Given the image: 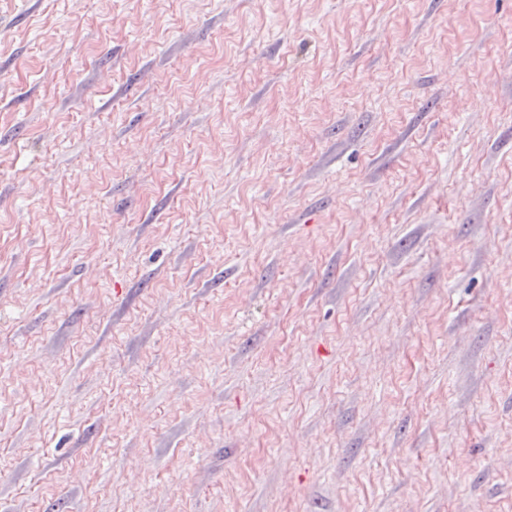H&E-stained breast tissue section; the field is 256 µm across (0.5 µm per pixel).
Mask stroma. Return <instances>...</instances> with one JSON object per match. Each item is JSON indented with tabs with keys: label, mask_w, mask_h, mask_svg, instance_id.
Masks as SVG:
<instances>
[{
	"label": "stroma",
	"mask_w": 512,
	"mask_h": 512,
	"mask_svg": "<svg viewBox=\"0 0 512 512\" xmlns=\"http://www.w3.org/2000/svg\"><path fill=\"white\" fill-rule=\"evenodd\" d=\"M0 512H512V0H0Z\"/></svg>",
	"instance_id": "35a3bbf8"
}]
</instances>
